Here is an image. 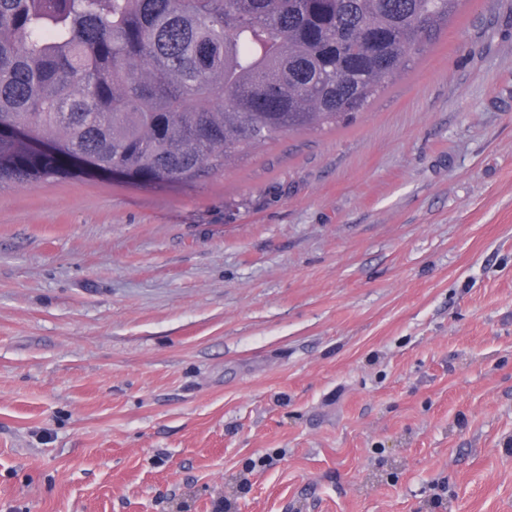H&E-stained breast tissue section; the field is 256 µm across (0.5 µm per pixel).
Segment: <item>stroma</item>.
Here are the masks:
<instances>
[{
	"mask_svg": "<svg viewBox=\"0 0 512 512\" xmlns=\"http://www.w3.org/2000/svg\"><path fill=\"white\" fill-rule=\"evenodd\" d=\"M0 512H512V0L194 184L1 190Z\"/></svg>",
	"mask_w": 512,
	"mask_h": 512,
	"instance_id": "1",
	"label": "stroma"
}]
</instances>
